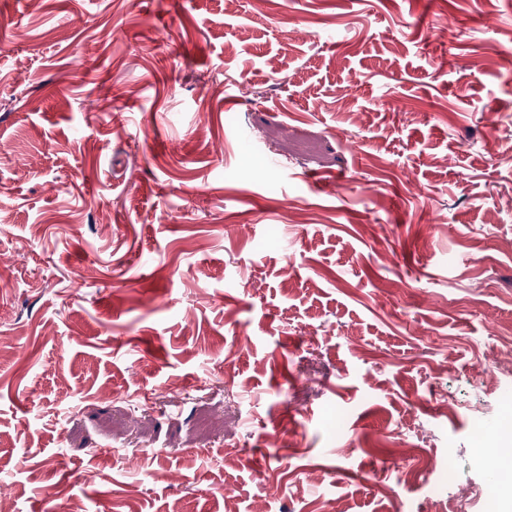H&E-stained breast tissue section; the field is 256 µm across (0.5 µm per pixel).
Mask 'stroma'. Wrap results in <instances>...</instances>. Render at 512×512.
<instances>
[{"label": "stroma", "instance_id": "stroma-1", "mask_svg": "<svg viewBox=\"0 0 512 512\" xmlns=\"http://www.w3.org/2000/svg\"><path fill=\"white\" fill-rule=\"evenodd\" d=\"M511 197L512 0H0V495L489 512Z\"/></svg>", "mask_w": 512, "mask_h": 512}]
</instances>
